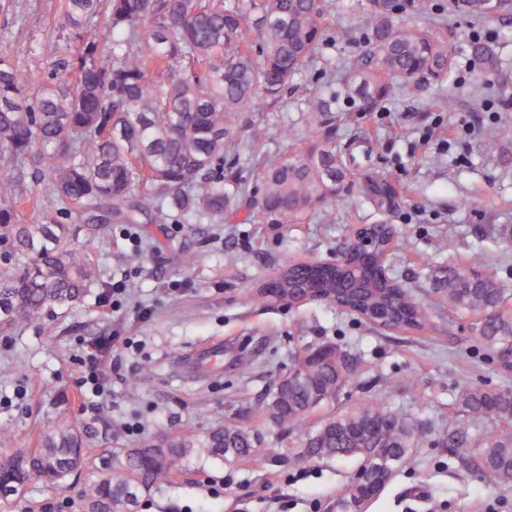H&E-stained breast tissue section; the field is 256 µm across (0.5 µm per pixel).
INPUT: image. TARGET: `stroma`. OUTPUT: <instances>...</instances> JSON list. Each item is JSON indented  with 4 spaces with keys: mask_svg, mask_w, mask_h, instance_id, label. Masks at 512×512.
I'll use <instances>...</instances> for the list:
<instances>
[{
    "mask_svg": "<svg viewBox=\"0 0 512 512\" xmlns=\"http://www.w3.org/2000/svg\"><path fill=\"white\" fill-rule=\"evenodd\" d=\"M62 0H12L0 12V56L12 58L22 76L37 84L51 75L67 35ZM335 0L311 68L297 88L275 107L260 108L246 131L268 158L285 153L284 124L308 128L305 98L324 92L325 70L360 51L365 20ZM420 26L433 27L456 48L457 66L447 90L453 110L432 108L436 88L398 90L375 112H343L336 119V142L379 136L377 153L358 161L369 169L396 173L407 187L401 206L378 213L361 206L356 188L343 204L308 224H136L137 243L123 227H105L96 261L100 282L69 308L0 335V460L36 447L53 401L67 394L68 420L77 421L95 453L70 476L66 488L29 482L21 497L0 501V512H44L48 503L69 500L80 512L85 483L112 472V455L167 436L204 435L234 421L258 433L261 444L248 459L227 463L207 449H191L180 471L143 492L133 512H333L338 491L359 467L353 457H297V435L282 436L258 410L276 381L287 375L304 349L335 344L357 363V377L339 404L377 395L405 414L415 442L367 512H512V485L486 483L476 468L448 450V437L490 434V419L461 423L452 408L456 387L478 383L511 388L512 372L476 341L467 320L437 297L432 327L404 333L359 320L323 302L242 305L241 293L260 288L295 260L335 259L362 224L396 225L389 274L413 294L425 295L439 268L482 252L503 288L512 294V250L499 245L512 237V18L465 19L448 0H429ZM491 45L500 60L492 89L479 83L471 66L473 38ZM235 255L227 264L226 255ZM130 278L140 284L128 304L109 313L99 305L112 284ZM149 311L139 317L138 308ZM134 346L118 351L116 341ZM224 354L212 357L215 346ZM94 351L112 363V400L85 403L76 384L79 356ZM250 358L248 374L238 370ZM144 429L129 432L128 423Z\"/></svg>",
    "mask_w": 512,
    "mask_h": 512,
    "instance_id": "stroma-1",
    "label": "stroma"
}]
</instances>
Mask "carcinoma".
<instances>
[{
  "label": "carcinoma",
  "instance_id": "cac0c4a2",
  "mask_svg": "<svg viewBox=\"0 0 512 512\" xmlns=\"http://www.w3.org/2000/svg\"><path fill=\"white\" fill-rule=\"evenodd\" d=\"M332 0H63L68 45L53 62L51 80L25 87L13 62L0 56V334L44 313L81 301L100 279L95 254L104 224L171 219L222 224L258 194L247 219L255 224H305L335 202L345 185L363 202L391 212L404 194L399 177L368 171L335 140L338 100L373 112L398 86L448 84L456 49L409 20L425 0H354L366 21L361 57L345 65L341 90L332 85L305 101L306 137L285 128L293 151L270 160L255 140L239 134L255 126L256 108L272 107L310 67ZM471 18L512 16V0H450ZM103 15L104 26L90 24ZM493 74L495 52L471 43ZM247 152L246 170L224 168V151ZM42 184L45 195L34 194ZM54 208L85 229L28 211ZM371 247L355 246L343 263L298 262L274 287L240 297L293 303L307 296L349 308L373 323L369 310L388 303V327L424 329L431 299L418 297L386 271L392 237L383 225L364 229ZM433 290L457 314L479 316L472 331L489 353L512 348V296L482 255L450 266ZM355 378L354 359L329 344L302 351L261 413L283 434H297L302 458L355 457L404 464L415 432L382 397L347 408L339 395ZM454 409L461 417H491L504 427L473 443L452 440L451 453L476 460L490 483H512V389L466 384ZM252 430L228 421L204 439L182 435L112 457L113 474L82 491V512H131L138 493L182 467L201 443L234 462L258 446ZM93 449L73 422L48 417L39 447L0 463V488L14 495L32 479L63 484ZM346 507L367 504L366 481L350 480L338 495Z\"/></svg>",
  "mask_w": 512,
  "mask_h": 512
}]
</instances>
